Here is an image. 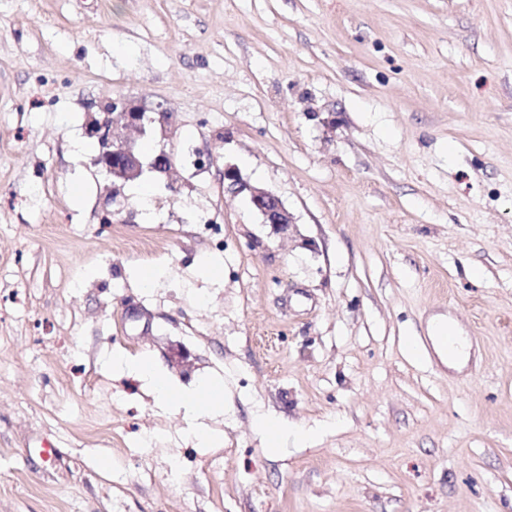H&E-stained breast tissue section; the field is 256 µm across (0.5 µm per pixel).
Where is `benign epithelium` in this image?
<instances>
[{"label": "benign epithelium", "instance_id": "benign-epithelium-1", "mask_svg": "<svg viewBox=\"0 0 512 512\" xmlns=\"http://www.w3.org/2000/svg\"><path fill=\"white\" fill-rule=\"evenodd\" d=\"M173 114L154 111L127 99L111 101L110 107L98 105V111L88 116L86 135L94 139L98 152L91 159V165L104 175L111 190L133 180L145 171L168 175L175 166L174 154L165 149L150 158L142 156L138 139L145 136L154 123L165 127L172 124ZM251 201L261 215L263 223L285 234L292 217L279 197L271 190L249 188Z\"/></svg>", "mask_w": 512, "mask_h": 512}]
</instances>
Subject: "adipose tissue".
<instances>
[{"instance_id": "1", "label": "adipose tissue", "mask_w": 512, "mask_h": 512, "mask_svg": "<svg viewBox=\"0 0 512 512\" xmlns=\"http://www.w3.org/2000/svg\"><path fill=\"white\" fill-rule=\"evenodd\" d=\"M445 327V322L441 320L432 321L429 325V336L433 342L434 351L442 362L447 363L449 368L462 370L470 355L471 344L464 336L454 337L450 341L446 340ZM112 366L115 369L133 373L147 381L154 396L160 401L166 402L176 397L180 398L184 414L188 419L194 420L199 416L213 413L224 404L221 380H208L194 391L180 395L147 359H131L116 352L112 355Z\"/></svg>"}]
</instances>
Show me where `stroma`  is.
Returning a JSON list of instances; mask_svg holds the SVG:
<instances>
[{
  "label": "stroma",
  "instance_id": "35a3bbf8",
  "mask_svg": "<svg viewBox=\"0 0 512 512\" xmlns=\"http://www.w3.org/2000/svg\"><path fill=\"white\" fill-rule=\"evenodd\" d=\"M116 97L173 115L149 224L99 221ZM117 351L221 376L220 446ZM0 512H512V0H0ZM226 180L234 190H249L251 201L261 215L263 223L271 224L276 231L282 234L288 232L290 224H293L292 217L276 193L268 189L247 187L232 166L224 168V183ZM443 320H434L429 325V336L433 342L435 354L448 368L461 371L470 355L471 344L466 336H454L452 341L445 339ZM254 429L273 446L278 445L284 438H288V430L284 429L275 419L257 414L253 421Z\"/></svg>",
  "mask_w": 512,
  "mask_h": 512
}]
</instances>
